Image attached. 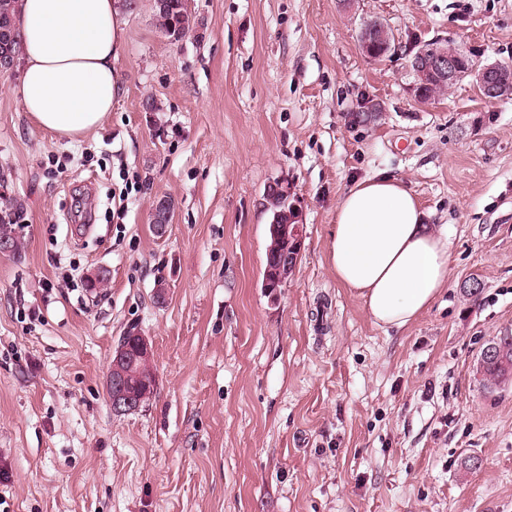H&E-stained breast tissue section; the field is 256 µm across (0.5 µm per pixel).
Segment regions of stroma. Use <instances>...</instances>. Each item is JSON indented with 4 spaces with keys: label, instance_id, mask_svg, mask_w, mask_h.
<instances>
[{
    "label": "stroma",
    "instance_id": "1",
    "mask_svg": "<svg viewBox=\"0 0 512 512\" xmlns=\"http://www.w3.org/2000/svg\"><path fill=\"white\" fill-rule=\"evenodd\" d=\"M191 4L201 25L177 42L153 0L127 11L120 93L82 136L36 126L21 71L0 76V174L26 212L20 255H0V505L512 512V384L490 394L476 373L512 333V96L487 101L466 79L421 104L407 69L437 40L512 65V0ZM375 18L400 42L376 61L359 48ZM366 101L380 112L362 122ZM380 174L450 242L447 288L400 329L377 325L328 260L339 199ZM277 180L304 242L271 294ZM160 197L175 203L162 238ZM68 269L76 287L59 284ZM130 328L156 385L117 414L106 379ZM470 456L481 466L463 470Z\"/></svg>",
    "mask_w": 512,
    "mask_h": 512
}]
</instances>
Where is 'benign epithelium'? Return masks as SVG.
<instances>
[{
	"label": "benign epithelium",
	"mask_w": 512,
	"mask_h": 512,
	"mask_svg": "<svg viewBox=\"0 0 512 512\" xmlns=\"http://www.w3.org/2000/svg\"><path fill=\"white\" fill-rule=\"evenodd\" d=\"M360 47L370 58L378 59L382 47L387 52L396 50L397 40L391 28L380 20L364 22L359 35ZM408 70L414 75L413 90L415 97L425 101L424 89L427 86H453L470 78L475 82L480 95L492 101L500 97L512 95V67L499 64L479 65L467 62V52L460 47L448 46L440 41L426 43L409 56ZM302 224L273 226L275 237H286L293 241L295 252L281 258L280 266L288 267L296 264L298 253L303 246ZM151 348L145 337H140L136 350L132 351L125 341H120L115 350L110 374L107 380V392L112 410L125 414L139 409L141 398L135 396L130 389L127 365L141 361L150 364Z\"/></svg>",
	"instance_id": "benign-epithelium-1"
}]
</instances>
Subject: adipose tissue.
Returning <instances> with one entry per match:
<instances>
[{
  "label": "adipose tissue",
  "mask_w": 512,
  "mask_h": 512,
  "mask_svg": "<svg viewBox=\"0 0 512 512\" xmlns=\"http://www.w3.org/2000/svg\"><path fill=\"white\" fill-rule=\"evenodd\" d=\"M18 25L25 57L18 94L33 122L60 137L97 128L120 92L118 0H22ZM330 263L375 323L401 328L448 285V230L425 224L401 180L368 177L336 206Z\"/></svg>",
  "instance_id": "adipose-tissue-1"
}]
</instances>
